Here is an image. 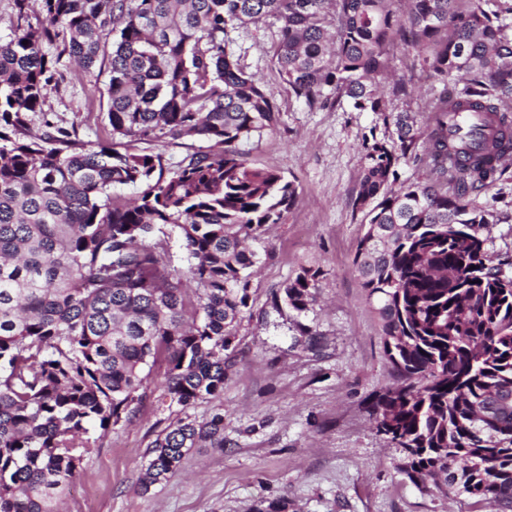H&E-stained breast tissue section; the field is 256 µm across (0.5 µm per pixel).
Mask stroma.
<instances>
[{
  "instance_id": "stroma-1",
  "label": "stroma",
  "mask_w": 512,
  "mask_h": 512,
  "mask_svg": "<svg viewBox=\"0 0 512 512\" xmlns=\"http://www.w3.org/2000/svg\"><path fill=\"white\" fill-rule=\"evenodd\" d=\"M229 46L246 72L276 98V130L246 146L251 166L273 169L293 181L297 200L284 223L269 227L252 247L259 262L251 278V306L240 321L234 365L215 403L191 410L202 420L224 415V450L193 449L180 472L142 491L150 442L180 416L162 398L164 367H154L145 398L131 423L108 429L79 470L62 512H254L260 501L287 500L288 512H494L486 503L418 489L399 466L405 451L378 433L370 412L376 393L395 380L378 316L353 263L364 233L355 197L363 167V137L392 129L346 98L308 108L288 92L273 63L275 29L250 24L230 30ZM392 82L407 95H386L388 111L425 122L440 85L422 72L402 39L387 47ZM48 95L45 122L76 126L96 145L108 128L98 94L109 73L81 70L69 57ZM498 215L484 234L493 263L512 274V177L474 193ZM321 268L317 298L298 313L275 298L301 267Z\"/></svg>"
}]
</instances>
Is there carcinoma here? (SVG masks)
<instances>
[{"label":"carcinoma","instance_id":"carcinoma-1","mask_svg":"<svg viewBox=\"0 0 512 512\" xmlns=\"http://www.w3.org/2000/svg\"><path fill=\"white\" fill-rule=\"evenodd\" d=\"M485 2L461 13L457 0H14L27 24L0 42V512H61L92 433L135 416L158 363L183 412L224 393L259 262L244 243L297 199L294 182L241 149L277 127L280 108L228 32L266 20L296 100L323 108L329 87L394 127L364 137L353 200L366 227L355 264L398 376L372 404L378 431L405 449L415 485L512 512V276L479 234L497 216L471 199L505 170L448 169L463 146L448 140V113L462 108L484 115V152L512 154V38ZM397 37L443 84L423 128L386 113L379 92ZM64 55L88 72L108 59L111 141L95 149L73 127L30 131ZM187 135L207 150L169 170L162 153L134 149ZM410 159L440 185L400 181ZM119 185L137 198L116 202ZM167 225L185 271L153 240ZM321 275L301 267L283 303L306 311ZM206 443L224 448V415L163 429L141 489Z\"/></svg>","mask_w":512,"mask_h":512}]
</instances>
